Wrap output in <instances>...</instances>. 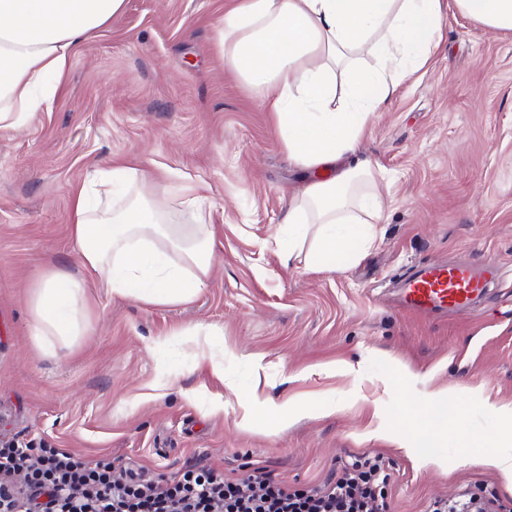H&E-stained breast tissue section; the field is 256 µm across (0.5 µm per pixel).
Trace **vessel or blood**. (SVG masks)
I'll use <instances>...</instances> for the list:
<instances>
[{"label":"vessel or blood","mask_w":512,"mask_h":512,"mask_svg":"<svg viewBox=\"0 0 512 512\" xmlns=\"http://www.w3.org/2000/svg\"><path fill=\"white\" fill-rule=\"evenodd\" d=\"M500 271L492 259L477 267L427 265L404 278L397 301L405 310L418 314L468 311L474 298L498 280Z\"/></svg>","instance_id":"b4317fda"}]
</instances>
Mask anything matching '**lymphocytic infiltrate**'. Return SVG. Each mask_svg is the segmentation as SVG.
<instances>
[{"mask_svg": "<svg viewBox=\"0 0 512 512\" xmlns=\"http://www.w3.org/2000/svg\"><path fill=\"white\" fill-rule=\"evenodd\" d=\"M18 474L23 482H15ZM390 479L383 456L364 454L305 490L274 480L263 466L233 481L198 462L163 485L142 468L118 482L108 461L0 446V512H389Z\"/></svg>", "mask_w": 512, "mask_h": 512, "instance_id": "f902f5d3", "label": "lymphocytic infiltrate"}]
</instances>
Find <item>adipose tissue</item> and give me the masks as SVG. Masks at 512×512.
Instances as JSON below:
<instances>
[{
    "instance_id": "adipose-tissue-1",
    "label": "adipose tissue",
    "mask_w": 512,
    "mask_h": 512,
    "mask_svg": "<svg viewBox=\"0 0 512 512\" xmlns=\"http://www.w3.org/2000/svg\"><path fill=\"white\" fill-rule=\"evenodd\" d=\"M489 31H512V0H454ZM125 0H0V131L26 127L50 107L76 45L107 26ZM443 37L442 0H236L218 33L224 64L260 95L288 157L314 172L288 197L289 258L334 271L374 244L383 197L369 162L356 154L375 112L423 69ZM344 94L336 105V94ZM100 186L138 183L128 206L71 199L72 235L89 278L148 305L191 301L212 278L215 230L200 197L194 221L163 220L153 175L117 159L94 173ZM84 281L50 269L30 297L33 334L43 350L84 335Z\"/></svg>"
}]
</instances>
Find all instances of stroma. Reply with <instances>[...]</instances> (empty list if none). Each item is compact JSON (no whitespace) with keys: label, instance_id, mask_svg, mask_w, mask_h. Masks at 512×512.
<instances>
[{"label":"stroma","instance_id":"35a3bbf8","mask_svg":"<svg viewBox=\"0 0 512 512\" xmlns=\"http://www.w3.org/2000/svg\"><path fill=\"white\" fill-rule=\"evenodd\" d=\"M234 0H126L83 38L50 110L0 131V441L64 448L171 478L203 461L230 477L263 465L295 487L364 453L391 465V512H427L471 485L512 512V489L456 437L390 440L399 418L452 389L469 437L512 456L485 404L512 407V32L446 6L428 66L375 114L358 156L387 196L366 256L337 272L286 266L276 232L308 172L288 158L257 93L224 65L217 31ZM155 173L176 223L188 200L212 203L213 276L192 302L154 306L87 281L89 328L45 353L30 327V288L46 269L80 274L71 193L104 160ZM495 259L503 278L474 314L446 320L393 308L396 274L424 263ZM197 322L223 335L194 345ZM224 355V376L210 357ZM295 400L287 426L257 411L254 386ZM222 412H211L216 394ZM439 464L420 467L424 455Z\"/></svg>","mask_w":512,"mask_h":512}]
</instances>
